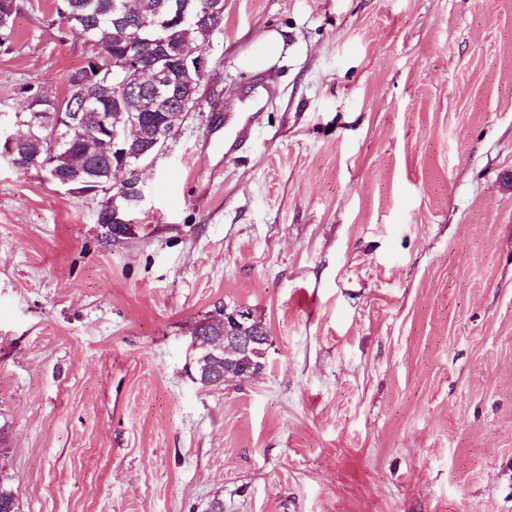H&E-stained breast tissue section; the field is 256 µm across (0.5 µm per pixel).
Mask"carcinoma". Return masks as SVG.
<instances>
[{
	"label": "carcinoma",
	"instance_id": "carcinoma-1",
	"mask_svg": "<svg viewBox=\"0 0 512 512\" xmlns=\"http://www.w3.org/2000/svg\"><path fill=\"white\" fill-rule=\"evenodd\" d=\"M53 10L61 25L75 31L93 47V54L86 64L73 72L69 78V93L63 102L58 103L44 96L30 85L21 88L26 106L14 113V124L23 133V140L15 146L19 159L18 168H41L51 179L65 173L70 155L86 158L84 184L76 186L79 191L103 188L116 177L112 167V153L107 150L96 126L99 116L109 117L110 122L122 124L129 113L137 111V102L131 96L115 93L116 74L112 73L111 60L121 55L127 43L126 25L140 30V60L144 67L162 69L172 74L175 87L183 86L182 73L178 72L169 56L173 44L204 45L207 30L194 19V12L203 9L207 0H192L194 11L186 18L175 17V13L156 12L154 7L163 0H142L141 12L126 13L128 0H52ZM86 88L94 95L91 109L81 121V131L67 136V122H62L59 137L67 138V145L58 142L36 130L30 129L28 122L32 113L47 115L63 113L69 118L68 105L75 92ZM200 377L219 376L224 373V362L205 358L197 364ZM0 512H18L12 489L0 477Z\"/></svg>",
	"mask_w": 512,
	"mask_h": 512
}]
</instances>
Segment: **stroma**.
<instances>
[{
    "label": "stroma",
    "instance_id": "stroma-1",
    "mask_svg": "<svg viewBox=\"0 0 512 512\" xmlns=\"http://www.w3.org/2000/svg\"><path fill=\"white\" fill-rule=\"evenodd\" d=\"M90 54L23 0L0 117ZM205 55L127 234L0 160L19 512H512V0H224ZM220 305L267 329L266 369L205 386ZM282 46L283 41L280 35L275 32L270 33L262 41L257 51L243 59L242 64L246 69L261 70L270 60L279 55Z\"/></svg>",
    "mask_w": 512,
    "mask_h": 512
}]
</instances>
